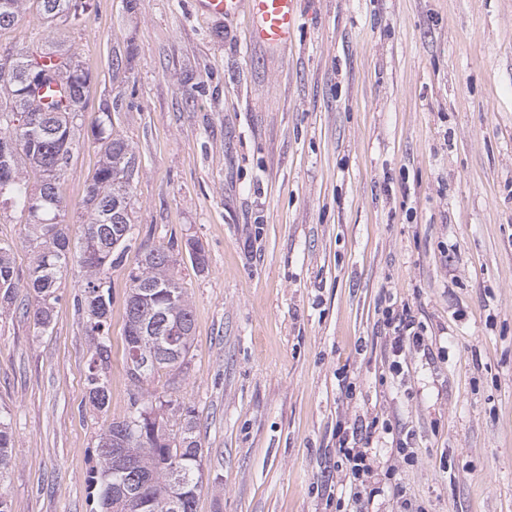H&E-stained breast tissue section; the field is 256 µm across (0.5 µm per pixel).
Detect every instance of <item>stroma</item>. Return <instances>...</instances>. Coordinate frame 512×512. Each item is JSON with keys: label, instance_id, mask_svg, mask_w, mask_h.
<instances>
[{"label": "stroma", "instance_id": "stroma-1", "mask_svg": "<svg viewBox=\"0 0 512 512\" xmlns=\"http://www.w3.org/2000/svg\"><path fill=\"white\" fill-rule=\"evenodd\" d=\"M193 2L90 0L76 27L28 8L0 29V49L55 43L90 73L61 179L71 237L103 105L139 162L134 240L109 273L107 407L86 393L79 267L47 331L0 308L9 512H102L98 436L138 395L129 274L161 243L194 341L146 387L196 415L197 512H352L336 429L374 419L398 492L369 512H512V0H302L278 48ZM388 306L410 307L428 343L399 375Z\"/></svg>", "mask_w": 512, "mask_h": 512}]
</instances>
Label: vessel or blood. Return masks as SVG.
<instances>
[{"instance_id":"b4317fda","label":"vessel or blood","mask_w":512,"mask_h":512,"mask_svg":"<svg viewBox=\"0 0 512 512\" xmlns=\"http://www.w3.org/2000/svg\"><path fill=\"white\" fill-rule=\"evenodd\" d=\"M299 0H196V9L205 15L234 17L249 8L253 24L249 41L270 46L291 42L299 19Z\"/></svg>"}]
</instances>
